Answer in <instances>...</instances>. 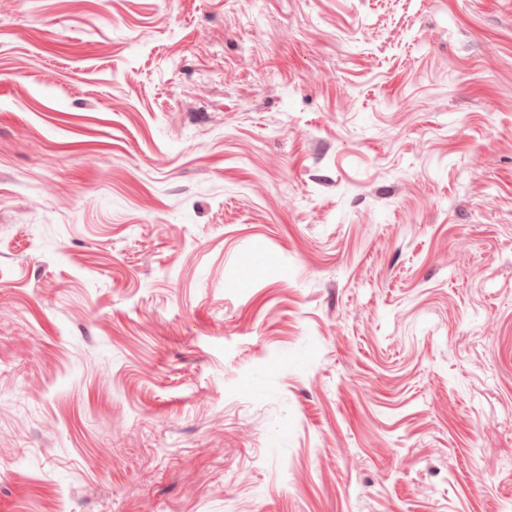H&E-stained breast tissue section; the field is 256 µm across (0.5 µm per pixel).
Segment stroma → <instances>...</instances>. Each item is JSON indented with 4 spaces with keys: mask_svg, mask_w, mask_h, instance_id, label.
<instances>
[{
    "mask_svg": "<svg viewBox=\"0 0 512 512\" xmlns=\"http://www.w3.org/2000/svg\"><path fill=\"white\" fill-rule=\"evenodd\" d=\"M0 512H512V0H0Z\"/></svg>",
    "mask_w": 512,
    "mask_h": 512,
    "instance_id": "obj_1",
    "label": "stroma"
}]
</instances>
